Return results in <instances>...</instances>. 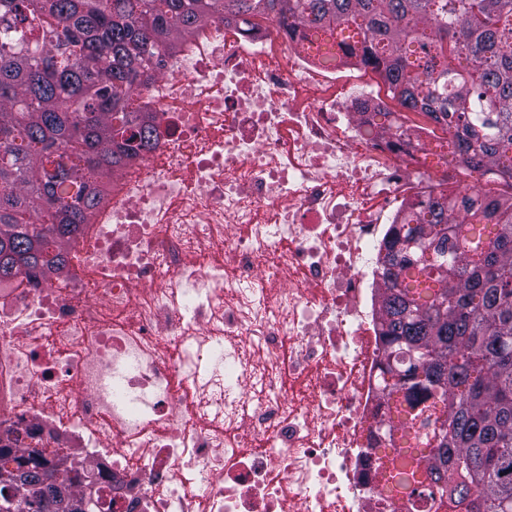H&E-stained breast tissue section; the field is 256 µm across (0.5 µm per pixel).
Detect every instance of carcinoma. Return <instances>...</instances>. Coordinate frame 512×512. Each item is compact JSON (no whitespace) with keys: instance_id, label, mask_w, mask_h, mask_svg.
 Instances as JSON below:
<instances>
[{"instance_id":"obj_1","label":"carcinoma","mask_w":512,"mask_h":512,"mask_svg":"<svg viewBox=\"0 0 512 512\" xmlns=\"http://www.w3.org/2000/svg\"><path fill=\"white\" fill-rule=\"evenodd\" d=\"M216 13L308 30L329 58L358 52L469 174L512 185V0H0V23L19 30L0 37V281L65 264L100 173L154 145L135 92L175 36ZM416 211L420 223L389 227L380 270L386 482L406 512L444 498L447 512H512V201L440 193ZM12 442L0 436V474L52 470L73 512L99 498L82 463L61 468L67 449L19 454ZM6 496L11 512H34L0 479Z\"/></svg>"}]
</instances>
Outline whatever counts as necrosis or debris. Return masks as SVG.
<instances>
[{
    "instance_id": "1",
    "label": "necrosis or debris",
    "mask_w": 512,
    "mask_h": 512,
    "mask_svg": "<svg viewBox=\"0 0 512 512\" xmlns=\"http://www.w3.org/2000/svg\"><path fill=\"white\" fill-rule=\"evenodd\" d=\"M235 27L139 88L155 144L102 173L63 270L0 282V431L69 449L104 512H402L371 447L379 257L457 162L435 125L382 131L367 85L335 96L355 59Z\"/></svg>"
}]
</instances>
